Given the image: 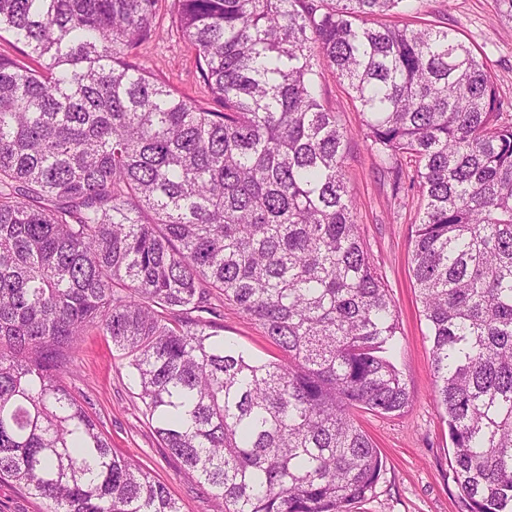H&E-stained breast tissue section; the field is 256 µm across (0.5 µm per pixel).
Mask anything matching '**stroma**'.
I'll return each instance as SVG.
<instances>
[{
    "label": "stroma",
    "mask_w": 512,
    "mask_h": 512,
    "mask_svg": "<svg viewBox=\"0 0 512 512\" xmlns=\"http://www.w3.org/2000/svg\"><path fill=\"white\" fill-rule=\"evenodd\" d=\"M399 19L448 27L483 57L508 103L500 119L512 123V31L492 0H423L420 14L404 12ZM139 55L159 82L213 107L195 55L178 36L147 42ZM318 94L325 106L336 110L339 124L349 134L344 180L358 205L364 246L395 305L399 324L395 363L413 396L401 415H361V425L381 453L384 471L374 495L358 504L355 512H466L453 479L448 429L434 402L429 327L412 277L411 231L422 197L414 190L399 198L393 195L392 176L368 151L360 116L345 85L327 72L318 81ZM224 338L256 357L269 359L276 354L260 327L231 305L224 308ZM74 365L67 386L98 422L114 452L138 462L164 483L181 512H222V503L212 499L154 437L136 397L132 370L109 337L96 331L85 336Z\"/></svg>",
    "instance_id": "35a3bbf8"
}]
</instances>
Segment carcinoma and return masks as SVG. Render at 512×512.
Listing matches in <instances>:
<instances>
[{"label":"carcinoma","instance_id":"obj_1","mask_svg":"<svg viewBox=\"0 0 512 512\" xmlns=\"http://www.w3.org/2000/svg\"><path fill=\"white\" fill-rule=\"evenodd\" d=\"M159 0H0V481L48 512H180L69 391L96 328L168 455L225 512H353L383 472L359 413L412 402L324 107L359 104L398 196L425 200L412 272L467 512H512V124L422 0H172L220 109L155 81ZM414 158L406 173L400 157ZM281 358L224 340V305Z\"/></svg>","mask_w":512,"mask_h":512}]
</instances>
